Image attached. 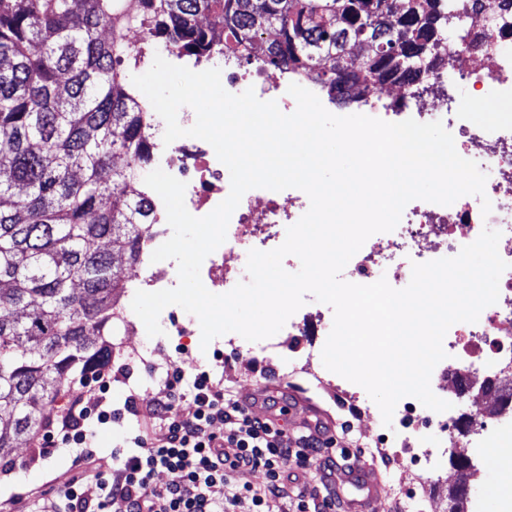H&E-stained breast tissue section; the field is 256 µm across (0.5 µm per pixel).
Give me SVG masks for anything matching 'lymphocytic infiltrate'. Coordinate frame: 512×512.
Wrapping results in <instances>:
<instances>
[{
	"label": "lymphocytic infiltrate",
	"instance_id": "lymphocytic-infiltrate-1",
	"mask_svg": "<svg viewBox=\"0 0 512 512\" xmlns=\"http://www.w3.org/2000/svg\"><path fill=\"white\" fill-rule=\"evenodd\" d=\"M92 373V383L84 385L72 408L45 424L33 450L36 460L53 452L59 442L80 451V470L53 486L40 512H106L117 502L122 512H238L242 507L265 512L272 500L282 512H343L347 496L327 479L331 472L327 451L334 439L323 422L296 434L288 432L225 397L204 371L193 380L192 412L181 414L182 375L176 372L165 397L146 407L156 425L152 437L143 442L139 454L115 463L90 444L91 423L112 420L106 398L112 384L111 356L101 354ZM314 462L324 478L307 491L299 485V471ZM245 468L264 470L263 494L245 486L225 495L234 474ZM161 470L170 479L159 486L154 476ZM91 480L99 490L93 502L82 493Z\"/></svg>",
	"mask_w": 512,
	"mask_h": 512
}]
</instances>
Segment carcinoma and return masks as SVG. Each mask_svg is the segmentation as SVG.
<instances>
[{
    "label": "carcinoma",
    "instance_id": "obj_1",
    "mask_svg": "<svg viewBox=\"0 0 512 512\" xmlns=\"http://www.w3.org/2000/svg\"><path fill=\"white\" fill-rule=\"evenodd\" d=\"M113 2L0 0V451L87 377L126 288L119 264L149 232L147 116L121 68L128 48L101 34ZM158 4L150 35L207 57L224 32L244 59L311 75L339 104L390 80L414 89L479 40L456 0ZM494 24L512 33V0Z\"/></svg>",
    "mask_w": 512,
    "mask_h": 512
}]
</instances>
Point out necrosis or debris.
I'll return each mask as SVG.
<instances>
[{"instance_id": "1", "label": "necrosis or debris", "mask_w": 512, "mask_h": 512, "mask_svg": "<svg viewBox=\"0 0 512 512\" xmlns=\"http://www.w3.org/2000/svg\"><path fill=\"white\" fill-rule=\"evenodd\" d=\"M118 3L108 33L129 45L130 62L137 66L146 64L157 50L145 37L151 23L150 12L144 0ZM495 10L496 0H483L482 11L469 17L485 45L480 64H472L471 50L454 52V66L418 86L413 95L414 107L404 113L392 108L391 96L382 89H373L362 99L365 115L387 122H401L409 117L421 123L442 122L452 134L460 156L475 161L486 174L484 196L467 195L449 206L422 200L408 203L397 227L368 238L346 264L341 277L363 285L383 277L399 289L409 284L413 264L456 256L483 229L500 231L498 252L508 268L499 281L498 300L482 311L477 322H458L449 328L448 360L438 363L435 371L440 374L451 368L468 380L473 375V362L493 366L504 378L497 391L502 407L499 418L512 422V121L504 125H478L471 112L474 96L512 97V53L500 51L502 34L487 23ZM214 56L223 60L221 77L233 93L250 88L260 100L276 101L282 113L296 110L297 102L288 92L287 72L269 68L255 59L243 61L226 53L220 43L215 46ZM148 148L154 167L185 182V206L192 215H207L229 195L231 185L224 180V165L209 143L182 137L167 145L153 136ZM141 192L152 205V231L142 243L137 271L127 281L132 294L139 290L172 289L178 284L173 268H160L151 261L167 233L163 201L149 187H142ZM485 198L492 204L487 215L481 211ZM309 205L308 196L296 188L280 192L262 188L247 191L230 218L225 242L201 266L204 286L227 292L236 284L249 281V251L266 244L281 245L288 227L306 213ZM465 397V391L458 386L448 387L446 399L451 407L440 413L430 409L418 411L415 403L407 399L397 403L392 421L405 428L419 425L427 430L445 431L447 437L441 445L452 449L460 436L458 409L464 405Z\"/></svg>"}]
</instances>
